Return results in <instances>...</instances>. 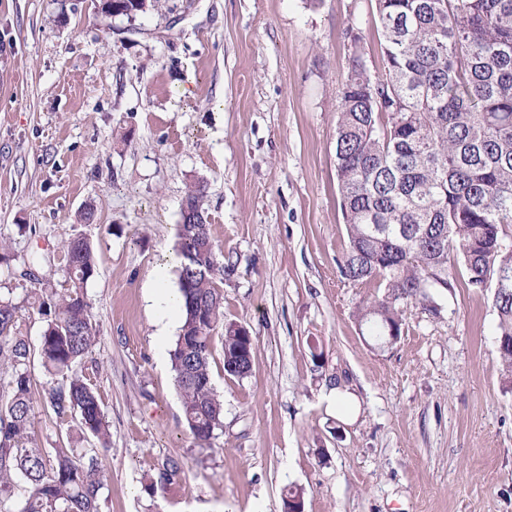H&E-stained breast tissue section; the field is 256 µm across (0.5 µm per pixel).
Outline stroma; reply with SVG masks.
Instances as JSON below:
<instances>
[{"label":"stroma","mask_w":512,"mask_h":512,"mask_svg":"<svg viewBox=\"0 0 512 512\" xmlns=\"http://www.w3.org/2000/svg\"><path fill=\"white\" fill-rule=\"evenodd\" d=\"M367 42L383 71L371 0H158L107 18L99 0H0V294L18 306L37 444L71 442L105 465L100 512H512V383L500 373L492 291L452 266L450 288L402 312L380 344L357 319L372 286L345 279L336 107ZM203 190L224 251V320L253 338L252 369L210 376L224 428L199 446L183 420L167 331L147 302L178 286L176 226ZM94 245L84 293L100 329L87 369L110 443L57 417L60 385L36 351V285L69 286L62 242ZM36 266L40 280L21 273ZM357 410L341 420L327 397ZM180 478L145 491L168 458Z\"/></svg>","instance_id":"1"}]
</instances>
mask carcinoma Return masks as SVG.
<instances>
[{
    "mask_svg": "<svg viewBox=\"0 0 512 512\" xmlns=\"http://www.w3.org/2000/svg\"><path fill=\"white\" fill-rule=\"evenodd\" d=\"M150 0H114L133 15ZM384 73L362 56L343 77L336 115V175L348 247L345 279L384 289L359 322L380 342L401 335L402 309L448 287V257L474 288L494 284L502 376L512 381V0H375ZM403 227L402 234L385 231ZM180 333L169 351L184 419L207 443L224 426V405L210 377L221 323L224 252L207 224L176 225ZM70 287L51 302L41 336L46 368L65 376L47 402L59 417L76 412L81 432L107 445L100 397L76 366L91 355L99 328L84 288L96 273L87 238L63 245ZM17 307L0 298V512H99L103 465L70 448L50 454L32 437L31 349L14 331ZM169 459L156 483L181 473ZM24 498L7 504L19 483Z\"/></svg>",
    "mask_w": 512,
    "mask_h": 512,
    "instance_id": "obj_1",
    "label": "carcinoma"
}]
</instances>
